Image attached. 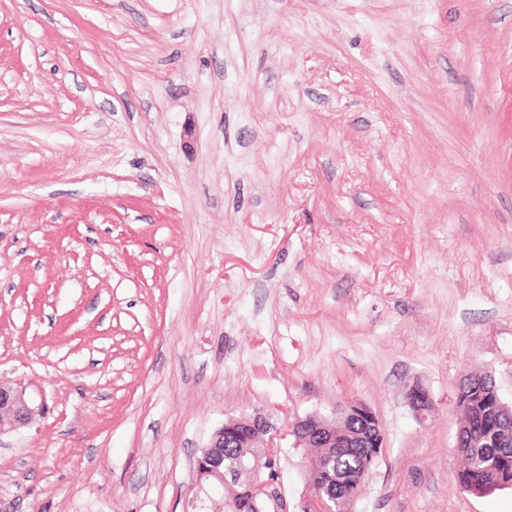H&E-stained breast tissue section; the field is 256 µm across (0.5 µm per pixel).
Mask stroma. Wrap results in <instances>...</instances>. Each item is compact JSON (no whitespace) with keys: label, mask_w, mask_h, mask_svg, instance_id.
Instances as JSON below:
<instances>
[{"label":"stroma","mask_w":512,"mask_h":512,"mask_svg":"<svg viewBox=\"0 0 512 512\" xmlns=\"http://www.w3.org/2000/svg\"><path fill=\"white\" fill-rule=\"evenodd\" d=\"M483 371L512 401V0H0V376L47 402L0 512H184L228 418L350 398L353 512H512L457 479ZM405 399L419 421L426 420L431 414L433 399L427 388L420 382H415L408 388ZM228 448H224V425L214 431L208 445L202 449L201 455L195 460L196 472L201 469L210 470L212 472H219L220 469L224 470V457Z\"/></svg>","instance_id":"35a3bbf8"}]
</instances>
